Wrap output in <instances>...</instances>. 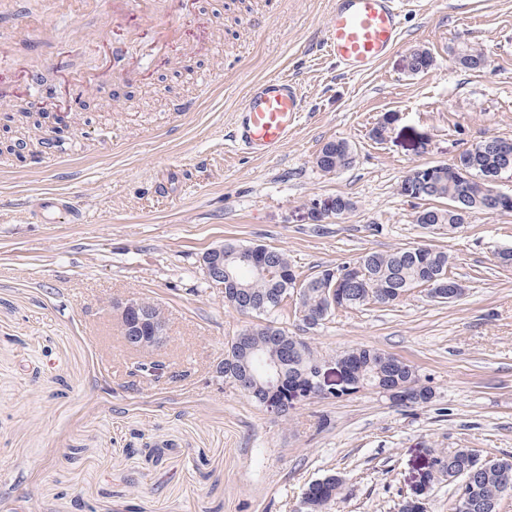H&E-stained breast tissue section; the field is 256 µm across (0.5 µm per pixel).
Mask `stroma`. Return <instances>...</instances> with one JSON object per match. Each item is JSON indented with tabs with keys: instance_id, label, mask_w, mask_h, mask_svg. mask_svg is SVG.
I'll use <instances>...</instances> for the list:
<instances>
[{
	"instance_id": "1",
	"label": "stroma",
	"mask_w": 512,
	"mask_h": 512,
	"mask_svg": "<svg viewBox=\"0 0 512 512\" xmlns=\"http://www.w3.org/2000/svg\"><path fill=\"white\" fill-rule=\"evenodd\" d=\"M331 0H194L183 48L142 55V76L85 95L62 114L11 122L23 156L0 149V512H296L312 482L343 488L327 512H398L422 491L452 512L458 483L423 474L469 448L512 459V213L480 214L458 233L426 230L398 187L414 167L448 164L472 144L512 138V0H409L399 44L370 72L344 73L322 47ZM14 69L120 75L102 0L39 17L37 0L0 15ZM488 58L454 64L463 45ZM432 66L410 68L413 50ZM277 74L303 87L306 109L275 153L233 151L247 89ZM195 111L170 112L173 97ZM65 124L69 154L43 137ZM387 124L385 139L372 135ZM344 138L351 165L315 157ZM69 197L78 224H44L42 197ZM354 208L337 215L336 196ZM287 253L300 277L368 252L436 244L464 293L442 304L413 291L397 303L336 310L302 332L323 358L369 346L412 365L433 392L401 406L365 389L311 398L282 415L214 378L231 339L254 323L210 288L201 257L222 244ZM164 309L154 351L175 382L133 378L141 355L109 305ZM353 145L345 139L332 140L323 145L315 157V164L322 172L337 173L352 163Z\"/></svg>"
}]
</instances>
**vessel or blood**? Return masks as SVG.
<instances>
[{
    "mask_svg": "<svg viewBox=\"0 0 512 512\" xmlns=\"http://www.w3.org/2000/svg\"><path fill=\"white\" fill-rule=\"evenodd\" d=\"M142 15L156 28L160 52L177 43L179 26L165 23L152 9V0H140ZM404 0H334L323 45L344 73L369 71L397 45L402 31ZM304 110V99L292 78L276 75L254 84L239 109L235 137L252 154L263 156L287 141ZM44 223L59 217L77 223L80 213L65 198L47 196L38 203Z\"/></svg>",
    "mask_w": 512,
    "mask_h": 512,
    "instance_id": "b4317fda",
    "label": "vessel or blood"
}]
</instances>
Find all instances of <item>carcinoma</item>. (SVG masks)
<instances>
[{
	"label": "carcinoma",
	"mask_w": 512,
	"mask_h": 512,
	"mask_svg": "<svg viewBox=\"0 0 512 512\" xmlns=\"http://www.w3.org/2000/svg\"><path fill=\"white\" fill-rule=\"evenodd\" d=\"M455 63L475 70L485 64L484 53L475 47L463 46L454 55ZM353 145L345 140H332L323 145L315 157L317 168L325 173H337L352 163ZM512 173V139L493 137L479 141L463 151L452 163L443 164L434 179L416 186L399 185V194L419 202L415 223L425 229L448 227L455 231L463 228L468 219L476 214L512 212V198L489 200L482 185L484 178ZM248 256L262 264L259 275L242 264L241 257ZM224 266L236 271L241 284L249 289L252 302L241 304L233 296L232 288L228 304L245 314L267 315L281 310L294 301L295 309L307 314L314 323L305 328L314 329L318 322L325 321L335 312L329 295L323 291L322 275L325 270L298 279L288 256L273 248L227 243L224 245ZM356 269V278L342 284L345 296L340 307L356 309L371 303L389 304L396 296L404 297L417 288L448 283L452 257L448 251L434 245L400 247L386 252H368L357 259L334 267L342 273L349 267ZM263 358L281 363V386L275 393L256 384L251 386L249 397L265 408L275 407L288 413L293 407V393L311 387L314 368L319 356L300 336L269 320L252 324L235 336L224 352V382L242 376L247 371L259 369L252 350ZM342 362L351 364L361 379L369 384L382 380H399L411 386V391L427 403L432 398V389L421 382L412 365L397 360L394 356L373 347L363 346L341 355ZM472 450L460 448L448 463L426 473V483L435 475L458 480L457 474L468 469ZM342 486L335 475L326 476L310 484L302 501L301 512H324L333 502ZM462 494L469 498L471 512H497L504 490L499 477L493 472H482L462 484Z\"/></svg>",
	"instance_id": "cac0c4a2"
}]
</instances>
